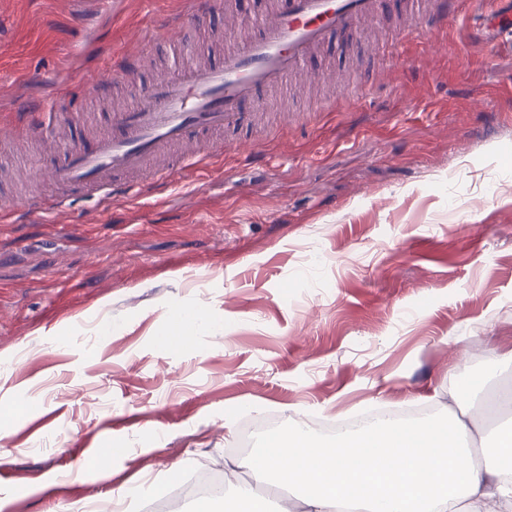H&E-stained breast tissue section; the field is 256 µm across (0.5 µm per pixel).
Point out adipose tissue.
<instances>
[{
  "label": "adipose tissue",
  "mask_w": 512,
  "mask_h": 512,
  "mask_svg": "<svg viewBox=\"0 0 512 512\" xmlns=\"http://www.w3.org/2000/svg\"><path fill=\"white\" fill-rule=\"evenodd\" d=\"M490 389L491 374L478 372L450 389L458 414L446 423L391 418L331 446L305 428L271 436L246 462L251 482L221 496L223 512H265L252 487L273 478L299 512H512V413L476 432L462 418ZM475 433L493 445L478 466L467 444Z\"/></svg>",
  "instance_id": "obj_1"
}]
</instances>
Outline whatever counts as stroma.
Segmentation results:
<instances>
[{
  "label": "stroma",
  "mask_w": 512,
  "mask_h": 512,
  "mask_svg": "<svg viewBox=\"0 0 512 512\" xmlns=\"http://www.w3.org/2000/svg\"><path fill=\"white\" fill-rule=\"evenodd\" d=\"M457 4L406 38L384 0L368 38L262 92L264 118L225 130L209 168L42 213L41 174L66 152L17 140L55 121L19 101L102 79L163 17L143 83L182 75L170 45L217 66L253 30L179 24L185 0H0V512H148L201 462L223 469L247 412L443 418L471 371L512 384L495 366L512 352V42L478 46L475 0ZM129 103L89 93L70 143Z\"/></svg>",
  "instance_id": "stroma-1"
}]
</instances>
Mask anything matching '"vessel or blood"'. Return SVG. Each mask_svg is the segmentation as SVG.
<instances>
[{"mask_svg":"<svg viewBox=\"0 0 512 512\" xmlns=\"http://www.w3.org/2000/svg\"><path fill=\"white\" fill-rule=\"evenodd\" d=\"M450 8V0H409L406 16L439 27ZM381 11V0H289L287 7L272 6L250 18L258 37L244 49L227 51L222 66H198L180 80L140 85L135 103L113 113L110 133L98 135L91 148L69 149L66 164L47 169L46 181L61 192L45 202V209L63 206L72 190L92 195L115 190L124 176L144 169L152 180L167 181L170 170L148 167L166 147L188 143L191 133L221 131L240 122L259 91L284 86L333 36L379 18ZM483 11L475 23L482 40L512 32V0H486ZM137 64L132 53L123 52L105 66L119 80L133 78ZM78 98L75 90L57 96L60 124H69L78 112Z\"/></svg>","mask_w":512,"mask_h":512,"instance_id":"b4317fda","label":"vessel or blood"}]
</instances>
